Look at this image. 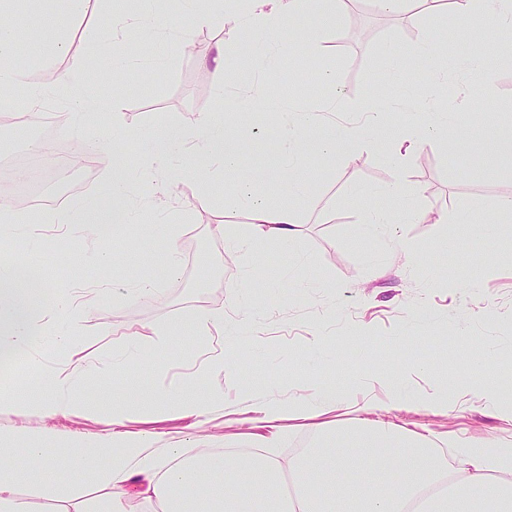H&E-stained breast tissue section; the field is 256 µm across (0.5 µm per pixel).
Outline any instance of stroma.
<instances>
[{
  "label": "stroma",
  "instance_id": "35a3bbf8",
  "mask_svg": "<svg viewBox=\"0 0 512 512\" xmlns=\"http://www.w3.org/2000/svg\"><path fill=\"white\" fill-rule=\"evenodd\" d=\"M157 8L190 28L189 41H182L178 30L151 35L135 64L119 72L111 68L113 38L98 0L71 27L66 54L54 50L60 36L54 28L16 50L15 59L28 68L30 82L52 89L50 110L57 113L73 106L70 94L53 90L56 75L89 56L94 43L104 47L93 79L98 97L116 101L118 114L90 118L105 148L94 157L93 180L75 189V196L101 191L103 171L114 157L125 159L133 172L144 168L153 142L137 137V130L159 131L215 111L211 58L221 42L230 48L224 66L239 90L258 93L282 113L298 112L337 91L347 97L344 111L303 132L312 141L311 147L298 150L311 185L307 197H288L270 183L252 188L262 201L293 210L301 233L286 249L267 245L253 256L226 250L227 239L244 233L249 222L233 196L230 174L207 187L193 176L181 177L154 196L139 222L123 225L112 237L72 238L57 224H32L23 232L0 226V262L48 268L50 296L29 364L0 370V388L27 397L38 380L64 367L71 356L87 359L94 371L83 385V411L48 422L80 438L97 431L113 405L126 399L127 385L150 375L127 429L151 433L158 448L176 443L254 447L263 433L254 420L255 407L297 396L295 382L301 377L355 389L358 405L367 408H351L349 418L421 432L446 451L453 437L466 431L492 441L512 440V421L472 398L477 376L469 366L473 348L480 346L494 351L503 376L512 377V250L486 247L478 232L495 216L498 201L512 196V151L486 156L479 167L467 162L468 151L512 139V56L498 53L488 61L491 89L483 101L473 103L466 98L469 77L458 65L472 21L449 9L411 20L377 9L373 0H357L338 17L330 13L327 0H309L285 19L284 28L302 42L318 40L315 59L330 79L315 85L301 71L298 54L267 57L260 72L244 62L242 51L263 44L251 30L232 28L220 17L194 25L182 0H158ZM425 31L440 41L439 65L402 63L398 78H389L386 52L417 42ZM371 91L388 118L378 144L345 156L317 150L315 141L331 137L335 126L362 121L355 107ZM25 98L22 88L0 91V172L22 165L29 143L42 138L38 123L14 119L23 112ZM418 105L427 123L452 113L448 139L423 136L416 150L397 157L396 140L409 135ZM224 122L244 168H268L296 151L282 125L267 113L241 112ZM395 181L407 190L403 200L386 194ZM367 203L390 212L386 237L360 236L361 208ZM443 209L466 214L468 223H420L411 217L415 210ZM157 215L175 221L176 242L158 229ZM401 241L413 242L417 255L403 256L397 247ZM446 244L453 247L451 265L437 259ZM173 245L183 260L175 269L167 260ZM106 248L126 250L125 262L101 268L96 257ZM143 286L152 290L148 298L130 297V289ZM256 291L261 302L238 316L231 294L244 298ZM70 293L90 299L94 311L81 333L62 345L57 332L64 316L51 299ZM203 306L223 308L228 329L202 340L160 335L165 324L192 321ZM460 324L465 331L458 335L454 329ZM363 329L371 331L370 340H357ZM131 332L137 335L141 358L112 366L111 357L125 349ZM215 354L235 359V366L197 376L198 367ZM375 372L405 379L408 390L418 395L444 383L448 413L415 405L390 408L382 388L367 386ZM185 377L197 396L211 402V411L198 419L153 420L154 387Z\"/></svg>",
  "mask_w": 512,
  "mask_h": 512
}]
</instances>
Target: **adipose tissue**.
<instances>
[{"label":"adipose tissue","mask_w":512,"mask_h":512,"mask_svg":"<svg viewBox=\"0 0 512 512\" xmlns=\"http://www.w3.org/2000/svg\"><path fill=\"white\" fill-rule=\"evenodd\" d=\"M454 12L466 18L492 20L496 29H512V0H446ZM301 0H253L249 14L230 18L232 27H245L259 34H275L271 47L287 55L297 49L295 39L279 35L284 20L293 15ZM127 26L134 37L113 54V68L137 54V36L146 30H167L170 18L145 5ZM13 29L0 26V87L27 84L28 99L38 102L39 86L28 85L25 72L14 65ZM60 88L79 90L76 108L82 114L103 111L96 100L94 82L86 62L78 61L57 75ZM219 110L202 113L193 123L170 126L159 138L150 167L178 180L176 162L194 152L201 162L196 172L207 183L224 173L237 175L236 195L250 224L246 232L227 242V249L256 253L265 244L285 248L300 231L292 210L273 207L258 197L251 186L274 182L289 196H299L307 186L300 166L287 171H247L224 133L223 113L267 110V103L253 95L228 96L217 100ZM386 125L381 111L369 113L365 122L338 126L333 139L322 141L327 152L372 145ZM129 193L128 164L112 162V175L103 193L85 195L65 209L49 215L52 224L67 225L77 235L105 237L122 225L139 218ZM19 265L0 269V352L21 360L33 343L35 323L41 314L32 300L33 289L22 285ZM472 368L479 370L480 382L473 396L483 406L512 420V394L506 393L495 377L497 362L483 349H475ZM90 369L81 358L68 362L58 374L46 378L41 394L30 406L31 413L50 418L79 410L81 383ZM297 397L267 403L261 421L269 429L279 422L306 421L317 435L314 447L289 463L272 455L276 441L264 439V453L233 457L211 448L184 449L153 447L148 434H130L123 426L130 412L126 403L113 405L112 414L98 432L78 440L35 431L27 434L24 454L32 468L45 472V479L32 483L26 496L16 490L13 466L0 459V512H32L33 500L54 503L77 502L87 488H96L101 498L90 512H131L130 502L156 504L158 512H512V442L490 444L485 438L455 436L458 468L449 469L435 442L394 424H363L352 432V450L337 447L335 432L323 423V416L349 408L344 388L299 381ZM156 416H200L209 409L198 399L186 380L179 379L155 390ZM71 473V480L52 479L57 469ZM294 479L295 491H282L284 475Z\"/></svg>","instance_id":"1"}]
</instances>
